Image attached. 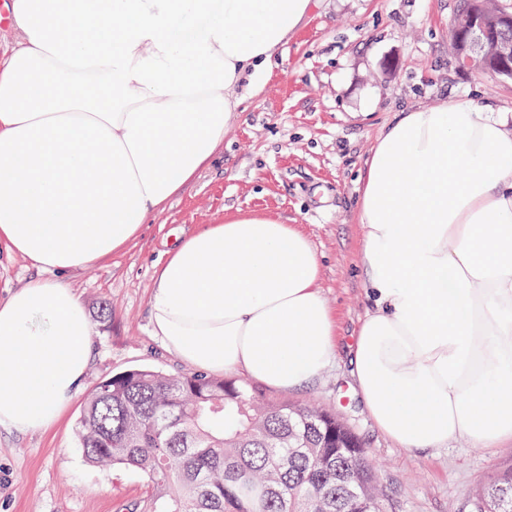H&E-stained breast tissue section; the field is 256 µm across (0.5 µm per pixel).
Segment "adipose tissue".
Returning <instances> with one entry per match:
<instances>
[{
  "label": "adipose tissue",
  "mask_w": 512,
  "mask_h": 512,
  "mask_svg": "<svg viewBox=\"0 0 512 512\" xmlns=\"http://www.w3.org/2000/svg\"><path fill=\"white\" fill-rule=\"evenodd\" d=\"M312 0H10L0 57V251L40 278L0 302V429L49 427L92 356L67 280L126 249L210 166L243 82ZM357 220L371 308L349 346L378 430L412 450L512 442V125L411 109L379 138ZM321 262L295 224L236 211L154 270L152 334L206 375L288 392L337 357Z\"/></svg>",
  "instance_id": "obj_1"
}]
</instances>
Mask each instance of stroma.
Here are the masks:
<instances>
[{"label": "stroma", "mask_w": 512, "mask_h": 512, "mask_svg": "<svg viewBox=\"0 0 512 512\" xmlns=\"http://www.w3.org/2000/svg\"><path fill=\"white\" fill-rule=\"evenodd\" d=\"M457 0H316L278 51L257 90L243 91L240 118L213 164L145 225L138 243L70 285L93 324L94 354L84 384L61 420L45 431L0 430V512H124L149 508L146 476L86 461L76 423L103 378L148 366L192 369L151 334L154 266L171 232L190 235L212 217L266 211L302 225L321 260L319 287L348 344L369 310L359 267L356 219L366 162L403 112L470 100L512 116V80L459 65L452 23ZM339 358L310 385L269 398L319 404L360 434L393 512H470L477 491L512 468V443L477 448L449 441L438 451L403 448L374 425Z\"/></svg>", "instance_id": "1"}]
</instances>
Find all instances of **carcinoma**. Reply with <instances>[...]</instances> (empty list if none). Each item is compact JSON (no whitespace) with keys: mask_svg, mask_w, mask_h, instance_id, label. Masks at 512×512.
Returning a JSON list of instances; mask_svg holds the SVG:
<instances>
[{"mask_svg":"<svg viewBox=\"0 0 512 512\" xmlns=\"http://www.w3.org/2000/svg\"><path fill=\"white\" fill-rule=\"evenodd\" d=\"M498 13L459 0L456 19ZM76 432L85 458L141 471L148 512H389L354 429L310 405L257 396L201 374L141 367L100 381ZM473 512H512V469L479 491Z\"/></svg>","mask_w":512,"mask_h":512,"instance_id":"carcinoma-1","label":"carcinoma"}]
</instances>
